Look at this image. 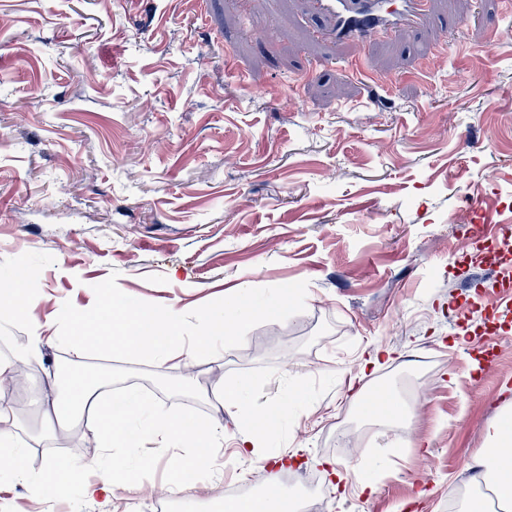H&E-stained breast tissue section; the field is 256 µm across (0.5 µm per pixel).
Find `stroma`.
<instances>
[{
    "mask_svg": "<svg viewBox=\"0 0 512 512\" xmlns=\"http://www.w3.org/2000/svg\"><path fill=\"white\" fill-rule=\"evenodd\" d=\"M432 2L414 37L361 50L313 38L306 0H216L220 41L172 0H0V274L37 281L43 321L63 299L102 304L105 287L132 308L183 309L187 337L239 290L259 311L188 367L88 351L152 416L186 411L217 431L206 494H170L183 449L146 439L153 465L114 490V512H220L226 485L266 490L273 460L319 480L316 512H446L470 488L512 409V311L494 307L497 270L461 232L477 191L512 216V40H490L512 16L494 0ZM359 53L366 72L342 66ZM373 74L389 99L371 102ZM68 354L49 343L43 366L0 387L34 474L101 454L81 426L42 430L63 394L44 372ZM355 379L410 409L406 436L325 444L341 414L372 420ZM230 381L254 407H288L259 455H240L241 414L212 397ZM0 512L98 507L76 485L34 498L5 469Z\"/></svg>",
    "mask_w": 512,
    "mask_h": 512,
    "instance_id": "obj_1",
    "label": "stroma"
}]
</instances>
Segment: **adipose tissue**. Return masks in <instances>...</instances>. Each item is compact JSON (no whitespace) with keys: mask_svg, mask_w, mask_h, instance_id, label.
Segmentation results:
<instances>
[{"mask_svg":"<svg viewBox=\"0 0 512 512\" xmlns=\"http://www.w3.org/2000/svg\"><path fill=\"white\" fill-rule=\"evenodd\" d=\"M35 301L25 283L19 282L0 288V305L8 307L13 316L24 321L28 328L25 341L19 346L15 358L0 359V384L12 379L18 364L39 365L44 359V347L48 332L60 335L73 355L74 365H81L88 351L89 338H104L107 347L120 350H139L151 346L156 352L158 364H166L175 357L194 358L209 346L212 333L223 334L226 344L236 340L235 329L243 321L255 316V309L248 303L238 302L234 311H208L204 320L208 332L196 337L192 347H185L182 330L183 311L168 306L161 315H153L146 309L126 308L104 304L98 309L77 308L62 303L61 316L52 322H41L32 313ZM86 413L85 424L100 448L108 452L112 463L105 471H99L98 480L87 481L90 470L97 469V460L87 462L47 461L43 470L33 479L39 497H49L52 489L80 483L84 495L89 499H101L100 512H112V492L119 486L121 478H133L148 471L152 462L146 458L130 461V449L136 448L140 434L158 439L160 443L178 442L185 445L187 453L176 458L170 470L169 490L174 494H191L197 490L199 477L208 471L210 456L205 450L206 440L212 435L209 426L196 417L180 413L162 420H146L145 407L139 401L126 404L121 427L109 423L110 406L101 392L100 384H84L72 381L67 403L51 401L48 413L61 414L63 409ZM490 453L486 454L479 470L474 474V486H493L498 497L512 504V420L506 426H493L488 433Z\"/></svg>","mask_w":512,"mask_h":512,"instance_id":"adipose-tissue-1","label":"adipose tissue"}]
</instances>
